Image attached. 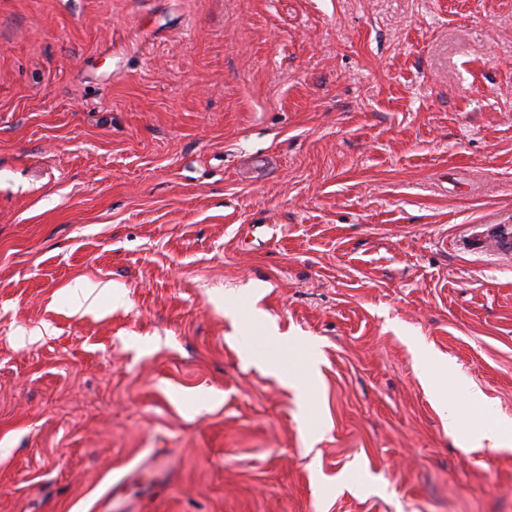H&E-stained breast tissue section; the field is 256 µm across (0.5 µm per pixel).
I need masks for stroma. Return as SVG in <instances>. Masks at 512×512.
Here are the masks:
<instances>
[{
    "instance_id": "1",
    "label": "stroma",
    "mask_w": 512,
    "mask_h": 512,
    "mask_svg": "<svg viewBox=\"0 0 512 512\" xmlns=\"http://www.w3.org/2000/svg\"><path fill=\"white\" fill-rule=\"evenodd\" d=\"M507 233L512 0H0V512H512ZM448 367V366H447ZM447 367L433 359L426 353L418 354L415 363V371L419 380L429 386L438 373L447 370Z\"/></svg>"
}]
</instances>
